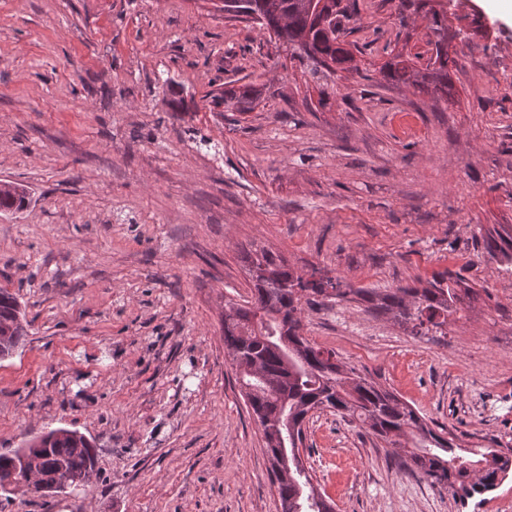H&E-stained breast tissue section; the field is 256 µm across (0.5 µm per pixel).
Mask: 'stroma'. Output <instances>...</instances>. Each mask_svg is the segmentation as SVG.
Wrapping results in <instances>:
<instances>
[{
    "instance_id": "35a3bbf8",
    "label": "stroma",
    "mask_w": 512,
    "mask_h": 512,
    "mask_svg": "<svg viewBox=\"0 0 512 512\" xmlns=\"http://www.w3.org/2000/svg\"><path fill=\"white\" fill-rule=\"evenodd\" d=\"M354 54L317 79L215 0H0V288L30 323L0 360V454L92 439L85 489L0 512H281L224 353L244 250L345 288L461 291L442 333L370 303L304 306L303 334L464 448L512 446V20L488 0H356ZM448 13L447 97L388 80ZM252 86L250 111L224 94ZM212 142L197 149L196 139ZM301 458L333 512H512V477L459 508L358 420L311 417Z\"/></svg>"
}]
</instances>
